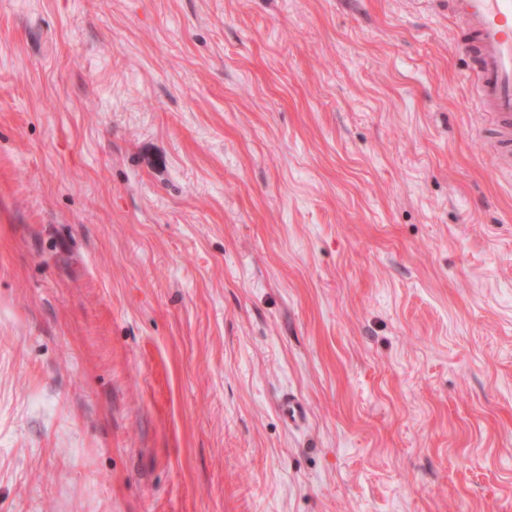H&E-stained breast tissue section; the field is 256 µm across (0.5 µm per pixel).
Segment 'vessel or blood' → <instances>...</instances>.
Instances as JSON below:
<instances>
[{"mask_svg":"<svg viewBox=\"0 0 512 512\" xmlns=\"http://www.w3.org/2000/svg\"><path fill=\"white\" fill-rule=\"evenodd\" d=\"M471 38L473 61L466 78L477 92V107L501 173L512 174V0H448Z\"/></svg>","mask_w":512,"mask_h":512,"instance_id":"vessel-or-blood-1","label":"vessel or blood"}]
</instances>
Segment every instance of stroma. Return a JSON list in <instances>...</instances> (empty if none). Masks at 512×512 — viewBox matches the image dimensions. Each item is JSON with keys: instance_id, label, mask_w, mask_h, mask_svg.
Masks as SVG:
<instances>
[{"instance_id": "35a3bbf8", "label": "stroma", "mask_w": 512, "mask_h": 512, "mask_svg": "<svg viewBox=\"0 0 512 512\" xmlns=\"http://www.w3.org/2000/svg\"><path fill=\"white\" fill-rule=\"evenodd\" d=\"M463 37L448 0H0V512H512Z\"/></svg>"}]
</instances>
